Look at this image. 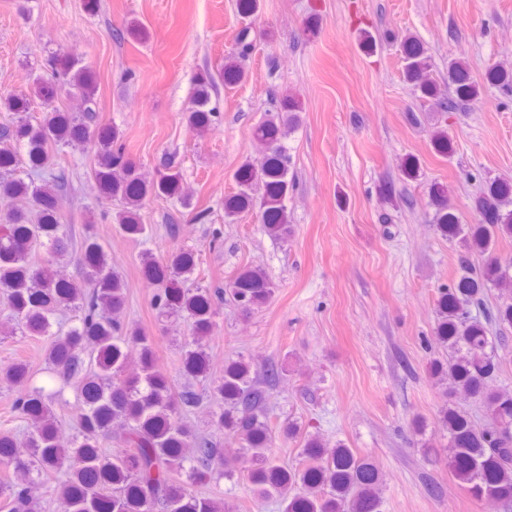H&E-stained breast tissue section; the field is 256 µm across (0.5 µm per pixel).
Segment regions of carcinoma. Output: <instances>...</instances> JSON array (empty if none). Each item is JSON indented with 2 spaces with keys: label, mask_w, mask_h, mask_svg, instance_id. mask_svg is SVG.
I'll use <instances>...</instances> for the list:
<instances>
[{
  "label": "carcinoma",
  "mask_w": 512,
  "mask_h": 512,
  "mask_svg": "<svg viewBox=\"0 0 512 512\" xmlns=\"http://www.w3.org/2000/svg\"><path fill=\"white\" fill-rule=\"evenodd\" d=\"M249 34L248 27L239 31L218 76L197 78L185 118L199 137L212 130L211 92L218 82L232 88L246 76ZM400 44L405 80L420 97H435L423 48L410 35ZM42 66L51 69V80L28 74L33 96L0 94V107L15 115L0 124V200L10 203L0 210V311L7 319L0 335L40 338L47 369L61 388L47 393L33 385L24 360L0 365V384L12 390L13 407L26 424L21 438L11 428L0 430V512H42L45 499L35 491L49 487L65 512H232L224 500L197 489L223 478L244 479L250 498L276 499L282 512H377L380 478L368 459L269 415L267 388L284 376L283 367L270 363L260 380L239 356L224 361L221 376L214 374L207 342L216 310L226 294L245 313L266 303L273 288L261 271L246 270L229 287L212 289L201 283L196 251L177 247L160 259L145 254L142 272L153 288L157 320L165 329L184 327L177 374L187 384L177 386L157 368L156 337L126 319V283L112 268L109 246L91 228L74 242L60 220L58 196L69 177L57 167L59 149H95L99 196L113 205L112 223L125 237L147 236L148 226L140 222L146 201L176 198L189 208L192 196L172 158L151 176L125 152L122 129L99 117L95 75L79 58L51 52ZM485 81L509 85L512 69L496 67ZM448 86L462 102L479 96V84L461 60L448 61ZM61 92L75 93L82 110L53 106ZM35 98L43 108L38 116L31 108ZM298 121L295 103L286 99L256 129L264 152L241 165L238 191L224 201L230 218L258 207L261 224L275 238L288 234L290 179L282 139ZM431 203L443 238L486 256L480 267L461 257L459 275L438 299L436 339L448 355L432 362L431 376L444 399L438 417L448 435L445 464L472 495H494L511 505L512 389L494 380L505 349L497 330L512 326V258L495 255L493 244L512 238V183L493 182L476 198L481 224L461 223L443 188L432 190ZM73 261L83 269L82 286L61 275ZM489 288L501 289L494 305ZM131 350L139 357L134 371ZM73 383V432L64 446L54 405ZM209 397L214 401L202 427L191 415ZM462 400L482 404L486 420L475 422ZM222 434L238 445L235 455H224ZM281 434L301 444L294 467L274 451Z\"/></svg>",
  "instance_id": "cac0c4a2"
}]
</instances>
